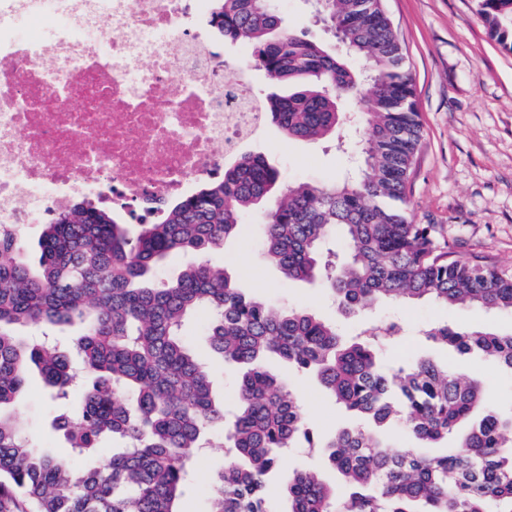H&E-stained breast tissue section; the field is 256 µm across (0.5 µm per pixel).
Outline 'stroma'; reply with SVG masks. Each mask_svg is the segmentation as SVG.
I'll return each mask as SVG.
<instances>
[{
  "label": "stroma",
  "mask_w": 512,
  "mask_h": 512,
  "mask_svg": "<svg viewBox=\"0 0 512 512\" xmlns=\"http://www.w3.org/2000/svg\"><path fill=\"white\" fill-rule=\"evenodd\" d=\"M402 45L416 90L421 140L407 184L409 212L415 222L442 227L459 254L482 257L512 269V53L492 39L478 13L477 0H384ZM246 152L263 155L279 172L281 184L325 182L345 177L350 163L336 149L335 137L312 143L285 139L267 125ZM261 211L246 213L235 238L212 261L224 266L239 287L278 308L309 307L337 323L351 337L367 327L400 321L404 333L386 349L393 365L406 358H427L481 376L491 405L512 410V372L477 356L461 359L426 343L427 325L454 320L512 334V314L479 307L446 308L432 302L403 306L381 304L363 316L341 313L321 284L283 279L259 246ZM268 369L284 385L298 389L309 426L325 435L346 422L343 410L311 377L272 360ZM39 376H31L14 407L16 420L34 442L66 454L64 439L51 427L62 409ZM222 432L211 435L194 477L178 503L181 512H206L213 473L225 462ZM313 470L336 489L340 474L325 454L289 449L277 472Z\"/></svg>",
  "instance_id": "35a3bbf8"
}]
</instances>
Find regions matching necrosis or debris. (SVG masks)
<instances>
[{
	"label": "necrosis or debris",
	"instance_id": "1",
	"mask_svg": "<svg viewBox=\"0 0 512 512\" xmlns=\"http://www.w3.org/2000/svg\"><path fill=\"white\" fill-rule=\"evenodd\" d=\"M208 0H0V230L73 196L191 194L265 124L194 16Z\"/></svg>",
	"mask_w": 512,
	"mask_h": 512
}]
</instances>
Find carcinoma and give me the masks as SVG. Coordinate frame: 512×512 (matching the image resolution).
<instances>
[{
    "instance_id": "cac0c4a2",
    "label": "carcinoma",
    "mask_w": 512,
    "mask_h": 512,
    "mask_svg": "<svg viewBox=\"0 0 512 512\" xmlns=\"http://www.w3.org/2000/svg\"><path fill=\"white\" fill-rule=\"evenodd\" d=\"M489 33L512 51V0H486ZM344 57L288 28L276 0H210L208 25L252 48L256 66L288 93L256 98L288 139L317 142L344 122L339 101L356 98L355 140L338 143L359 156L353 175L336 182L277 189L279 172L244 154L219 179L160 206L138 232L90 202L59 210L43 225L33 269L21 237L0 233V512H179L189 469L209 431L224 430L234 461L212 478L207 512H277L269 474L280 453L300 441L327 452L348 490L336 495L311 471L289 475L285 512H512V415L484 405L482 382L418 360L389 370L382 338L389 323L346 341L305 307L279 310L237 288L208 256L235 236L244 213L265 205L263 251L288 281H319L339 309L358 314L379 301L477 306L512 313V272L456 254L434 224L406 208V185L421 136L413 78L382 0H330L326 13ZM341 233L352 246L343 264L323 255ZM193 256L174 279L157 276L172 255ZM209 314L211 353L246 367L236 387L238 412L225 427L207 363L183 341L197 313ZM77 325L73 348L95 375L71 411L53 418L70 454L32 446L13 407L38 372L51 397L68 395L76 375L69 354L16 334L19 327ZM428 342L464 356L478 352L512 370V335L456 323L425 331ZM276 355L312 373L335 401L375 426L403 425L418 441L390 449L374 430L339 429L327 441L309 427L292 392L264 361ZM120 437L121 452L95 466L99 448Z\"/></svg>"
}]
</instances>
